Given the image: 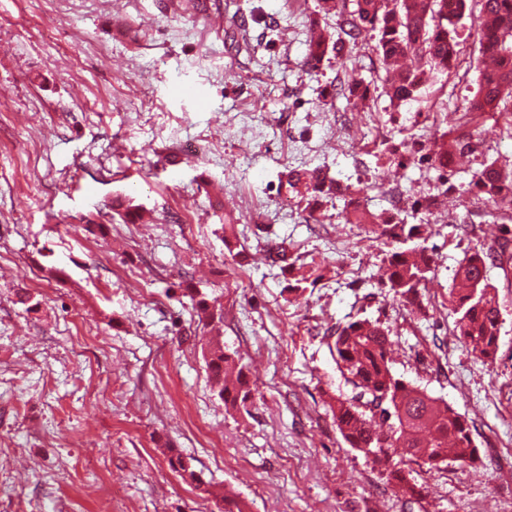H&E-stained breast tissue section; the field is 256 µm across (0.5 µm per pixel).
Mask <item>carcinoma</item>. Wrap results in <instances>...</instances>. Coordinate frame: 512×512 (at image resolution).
I'll list each match as a JSON object with an SVG mask.
<instances>
[{
	"mask_svg": "<svg viewBox=\"0 0 512 512\" xmlns=\"http://www.w3.org/2000/svg\"><path fill=\"white\" fill-rule=\"evenodd\" d=\"M354 9H346V0H320V12L336 14V35H331L312 21L305 64L317 69L329 54L341 58L357 45L362 31L378 30L376 51L391 72L385 86L390 106L396 112L410 111L426 102L429 90L440 75L459 64L457 21L466 10V0H353ZM483 52L494 65L482 72L476 97L469 104L470 113L512 112V0H482L478 28ZM355 105L369 100V87L363 83L349 85L341 91ZM472 184L486 202L509 211L512 209V173L486 162L473 175ZM286 191L306 201L314 213L319 199L340 191L339 183L318 172L290 170L285 174ZM358 224H374L381 234L413 245L398 248L387 257L389 275L386 286L406 306H416L420 289L433 272L435 258L421 243V225L410 224L396 211L376 216L367 210L354 209ZM503 238L497 248L463 258L455 273L458 287L449 292V303L459 314L457 327L466 346L480 358L494 356L502 327L501 310L495 286L487 274L476 273V262L512 261L509 245ZM333 338L331 352L338 371L350 393L336 397L331 405L336 427L354 448L363 446L376 451L374 458L392 461L388 480L405 495H414L415 485L407 479L405 466L414 463L433 469L442 463L472 464L479 459L470 426L455 409L396 377L388 359L391 332L367 320L357 319L327 330ZM209 378L218 397L233 403L246 402L250 389L243 369L236 368L234 357L220 343L209 348L206 357ZM385 397L390 403L397 439L380 448L379 429L369 406ZM432 429L429 441L420 438L425 427ZM170 468L185 480L202 484L191 461L178 453L168 457Z\"/></svg>",
	"mask_w": 512,
	"mask_h": 512,
	"instance_id": "carcinoma-1",
	"label": "carcinoma"
}]
</instances>
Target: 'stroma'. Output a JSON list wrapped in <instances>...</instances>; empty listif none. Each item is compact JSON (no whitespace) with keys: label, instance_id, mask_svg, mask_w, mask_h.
I'll use <instances>...</instances> for the list:
<instances>
[{"label":"stroma","instance_id":"obj_1","mask_svg":"<svg viewBox=\"0 0 512 512\" xmlns=\"http://www.w3.org/2000/svg\"><path fill=\"white\" fill-rule=\"evenodd\" d=\"M480 8L458 24L434 126L389 108L376 31L306 69L318 0H0V512H219L171 448L243 512H512V262L489 268L494 359L465 347L448 302L459 261L505 233L467 184L512 163V129L483 118L450 157L448 197L421 215L435 269L417 307L384 286L392 240L347 223L340 198L311 219L281 186L317 169L376 214L435 193L423 157L466 138ZM354 80L371 108L337 95ZM117 196L142 216L113 211ZM194 291L222 323L199 321ZM364 318L390 328L393 372L452 405L481 456L414 469L409 501L329 408L344 382L326 331ZM212 338L243 366L245 403L214 391Z\"/></svg>","mask_w":512,"mask_h":512}]
</instances>
